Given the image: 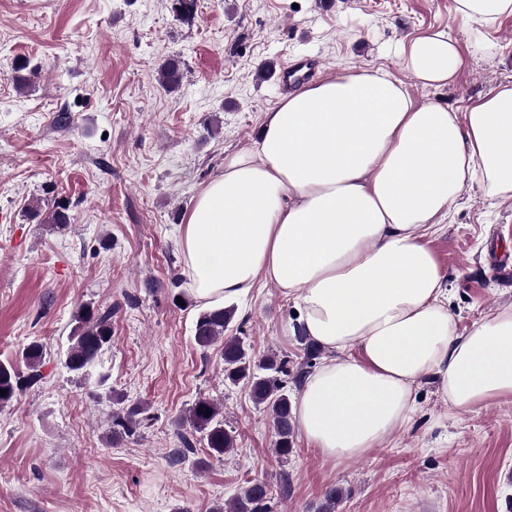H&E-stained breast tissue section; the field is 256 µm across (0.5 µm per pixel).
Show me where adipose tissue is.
<instances>
[{
  "instance_id": "obj_1",
  "label": "adipose tissue",
  "mask_w": 512,
  "mask_h": 512,
  "mask_svg": "<svg viewBox=\"0 0 512 512\" xmlns=\"http://www.w3.org/2000/svg\"><path fill=\"white\" fill-rule=\"evenodd\" d=\"M473 46L512 17V0H453ZM405 66L426 86L452 82L457 41L411 40ZM512 200V82L465 111L418 103L383 69L321 78L264 115L253 150L224 157L180 228L188 290L221 308L274 284L295 336L332 351L306 377L293 415L326 458L367 454L408 425L430 381L454 411L512 402V305L459 325L427 232L462 190Z\"/></svg>"
}]
</instances>
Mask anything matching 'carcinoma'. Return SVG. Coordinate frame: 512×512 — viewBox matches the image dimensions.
<instances>
[{"label":"carcinoma","instance_id":"1","mask_svg":"<svg viewBox=\"0 0 512 512\" xmlns=\"http://www.w3.org/2000/svg\"><path fill=\"white\" fill-rule=\"evenodd\" d=\"M184 62L172 55L161 64L158 74L160 83L168 89H176L183 78ZM236 314L233 306L206 309L199 313L195 322L194 340L196 345L207 350L223 344L224 381L249 384L253 401L263 408L276 436L275 452L288 457L293 451L295 428L292 420L290 396L284 391L274 374L281 371L277 359L268 357L255 363L242 339L226 336ZM112 341V309H97L92 306L80 308L75 316V326L69 336V346L63 360L64 366L78 377L93 375L103 351ZM25 370H19L13 363L0 362V389L7 394L0 396V406L12 402L25 388L38 384L43 379L44 351L42 344L30 343L21 354ZM209 409V416L202 410ZM147 408L141 405L123 406L112 412V437L132 438L140 429ZM186 421L193 432L206 440L210 453L220 459L235 450L236 438L224 428L223 406L209 397L197 398L188 409ZM269 485L262 479L246 482L240 492L226 505L216 506L212 512H266Z\"/></svg>","mask_w":512,"mask_h":512}]
</instances>
